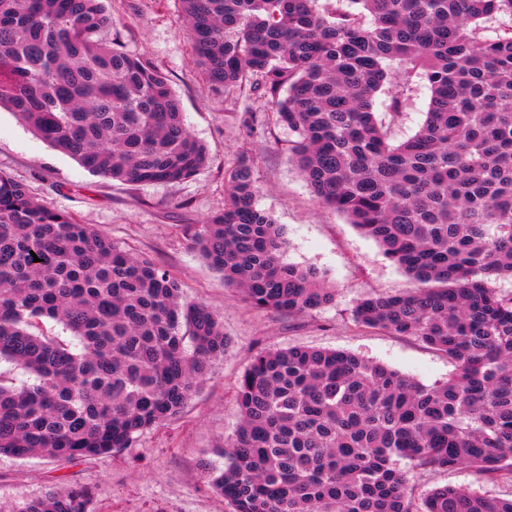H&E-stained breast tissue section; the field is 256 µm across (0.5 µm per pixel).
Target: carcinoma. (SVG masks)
I'll use <instances>...</instances> for the list:
<instances>
[{
  "mask_svg": "<svg viewBox=\"0 0 512 512\" xmlns=\"http://www.w3.org/2000/svg\"><path fill=\"white\" fill-rule=\"evenodd\" d=\"M213 85L255 80L295 134L292 161L412 280L367 298L359 325L448 357L422 385L358 355L260 351L238 382L240 424L213 488L232 512H512V498L435 487L416 511L398 462L472 468L512 482V0H181ZM102 0H0V109L89 172L137 184L207 164L167 79L104 38ZM425 120L397 141L376 110L412 78ZM196 233L224 284L257 308L332 305L315 269L285 261L283 228L256 204L251 165ZM39 261H34V258ZM50 319L65 335L41 329ZM229 340L208 306L0 170V454L63 463L131 447L178 414ZM82 487H52L14 512H91Z\"/></svg>",
  "mask_w": 512,
  "mask_h": 512,
  "instance_id": "cac0c4a2",
  "label": "carcinoma"
}]
</instances>
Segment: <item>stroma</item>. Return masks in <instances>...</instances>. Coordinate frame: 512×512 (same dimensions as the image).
I'll use <instances>...</instances> for the list:
<instances>
[{"label": "stroma", "mask_w": 512, "mask_h": 512, "mask_svg": "<svg viewBox=\"0 0 512 512\" xmlns=\"http://www.w3.org/2000/svg\"><path fill=\"white\" fill-rule=\"evenodd\" d=\"M107 37L151 62L177 95L184 122L208 152L194 178L165 184L123 183L92 174L41 139L12 112L0 110V170L26 183L44 204L74 215L129 252L152 259L178 282L182 298L214 310L230 340L206 381L177 415L140 433L131 448L59 465L47 457L0 455V512L39 497L46 488L82 485L92 512H232L211 485L224 466L239 410L235 388L259 351L315 347L351 352L431 385L454 367L410 336L358 326L357 302L409 287L405 272L346 217L322 204L291 160L292 133L278 122L261 91L217 87L198 67L179 0H104ZM430 90L414 79L396 140L425 118ZM252 167L258 208L282 224L287 262L319 271L336 290L330 307L303 315L258 309L225 286L197 249L193 231L223 211L224 175L240 161ZM414 499L437 486L466 487L489 498L512 496V483L478 478L467 466L430 471L406 466Z\"/></svg>", "instance_id": "1"}]
</instances>
